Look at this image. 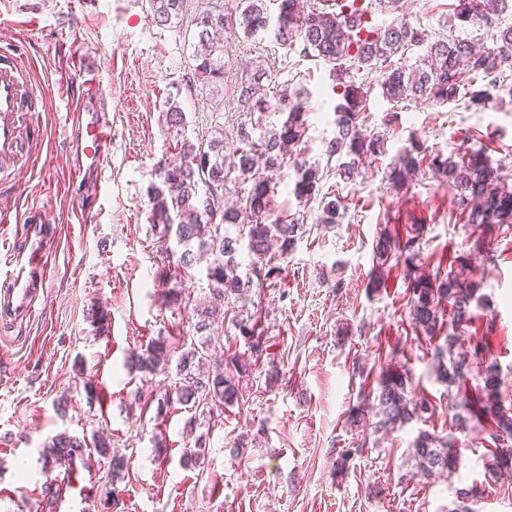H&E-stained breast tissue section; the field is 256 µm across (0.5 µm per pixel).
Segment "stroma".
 <instances>
[{"mask_svg": "<svg viewBox=\"0 0 512 512\" xmlns=\"http://www.w3.org/2000/svg\"><path fill=\"white\" fill-rule=\"evenodd\" d=\"M90 47L112 95V151L100 178L74 175L66 122L81 91L74 62ZM0 52L29 64L51 156L49 167L10 187L4 203L41 207L58 268L31 318L0 325V512H48L45 488L64 468L49 466L43 446L62 432L88 441L105 435L113 452L131 458L118 501L107 503L108 461L86 448L95 483L87 512H451L456 488L469 485L474 512H512V484L489 473L479 431L460 436L464 462L453 477L415 476L407 449L419 428L451 432L448 394L432 373L428 341L408 325L401 278L367 287L387 230L423 227L419 271L449 254L464 257L460 274L481 297L475 312L495 319L485 342L501 374V404L512 407V231L491 236L469 224L456 213L453 189L430 176L400 188L388 179L398 152L417 139L433 152L482 149L512 181V100L480 111L420 101L389 127L379 74H359L370 89L366 127L383 134L387 152L353 181H325L346 206L328 227L317 223L316 207H299L290 188L278 187L275 210H305L306 231L283 264L282 288L251 296L269 348L242 382L241 406L215 408L210 423L193 425L175 405L162 417L140 410L133 391L156 397L168 380H134L124 367L130 351L188 328L163 303L167 262L150 231L146 192L156 163L176 154L166 100L180 102L189 136L223 127L224 151L232 153L241 120L233 90L250 63L271 74L280 69L271 38L225 31L223 87L191 90L188 37L158 26L149 0H0ZM287 58L310 109L307 155L324 161L336 130L333 81L326 67L294 52ZM387 344L397 349L395 363L410 368L416 393L439 412L423 426L372 434L367 451L337 470L341 450L361 435L349 413L374 388L378 349ZM274 363L277 378L269 375ZM201 433L209 453L203 464L187 465L183 453Z\"/></svg>", "mask_w": 512, "mask_h": 512, "instance_id": "1", "label": "stroma"}]
</instances>
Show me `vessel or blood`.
<instances>
[{"label":"vessel or blood","mask_w":512,"mask_h":512,"mask_svg":"<svg viewBox=\"0 0 512 512\" xmlns=\"http://www.w3.org/2000/svg\"><path fill=\"white\" fill-rule=\"evenodd\" d=\"M85 93L72 100L70 150L82 167L100 169L112 144V106L102 94L101 81L93 67H86ZM42 103L27 79L21 62L0 55V186L32 170L45 144V130L33 116ZM0 224L21 225L22 245L15 249L6 271L0 272V318L29 315L35 310L37 290L49 284L55 269L45 251L42 227L24 220L10 207L0 208ZM64 478L68 492L56 503L58 512H82L89 501L91 477L84 457L74 458Z\"/></svg>","instance_id":"obj_1"}]
</instances>
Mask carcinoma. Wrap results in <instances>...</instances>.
<instances>
[{
  "label": "carcinoma",
  "mask_w": 512,
  "mask_h": 512,
  "mask_svg": "<svg viewBox=\"0 0 512 512\" xmlns=\"http://www.w3.org/2000/svg\"><path fill=\"white\" fill-rule=\"evenodd\" d=\"M157 25L182 27L193 24V82L214 90L224 85V45L219 32L229 26L228 15L214 6L193 9L192 0H150ZM507 0H456L450 20L461 25L485 28L491 44H476L445 32L434 36L417 20L400 13V0H322L310 6L307 0H238L234 25L247 39L268 35L285 51L329 68L340 102L335 107L336 134L325 143L328 165L304 158L309 112L303 90L291 81L265 82L258 69L235 86L238 111L247 122L237 128L239 146L224 154V131L190 138L187 118L180 103L167 102L165 123L173 134L179 160L160 161L147 189L151 231H159L165 257L174 259L169 280H176L204 265L207 297L198 301L181 287L166 295L173 311H186L194 320L192 336L174 345L160 336L145 348L132 351L129 372L145 377L170 374L176 381L157 399V415L177 403L192 413L191 419L212 416L213 404L232 407L239 403L240 382L252 372V357L268 348L267 337L245 300L255 288H275L280 283L284 261L302 237L304 216L285 219L271 211V202L281 178L293 170V194L307 205L319 199L318 224H337L342 219L339 199L319 197L323 178L336 172L344 182L354 180L359 169L384 153L383 135L364 130L368 92L356 83L362 70L379 73L381 96L390 104L384 123L393 124L410 103L425 100L440 106L456 104L481 110L494 99L512 98V83L505 70H512V25L496 24V16ZM395 14L389 21L377 15ZM211 18L200 25L195 19ZM420 49L419 64L400 62L407 51ZM282 116L279 126H263L271 108ZM336 166H331L332 160ZM431 172L456 190V206L468 213L469 222L491 231L512 227V187L505 184L499 168L478 149L445 154H428L413 142L402 149L390 172L394 187L403 186L422 170ZM236 232H231V229ZM252 255L249 268L242 269L238 255L242 241ZM420 227L406 234L380 237L379 255L395 258L403 266L409 293L408 321L411 329L427 339L438 338L432 370L437 382L448 390L454 427L466 433L476 427L489 438L488 452L496 461L499 475L512 461V408L499 401L501 378L495 365L486 361L483 339L462 337L474 321L476 288L440 265L432 273L415 272L414 258L420 249ZM450 317L443 320V306ZM229 324L247 346V354L224 357L211 364V351L223 347L217 325ZM374 389L373 432H390L405 424L425 422L437 414V404L411 395L410 369L380 367ZM457 437L422 431L413 440L408 456L415 474L453 475L463 463L456 448ZM86 441L67 433L52 437L44 447L46 459L66 462L82 451ZM208 451L204 435L195 438L194 448L184 456L197 464ZM106 475L105 500L117 492L129 462L114 455Z\"/></svg>",
  "instance_id": "cac0c4a2"
}]
</instances>
